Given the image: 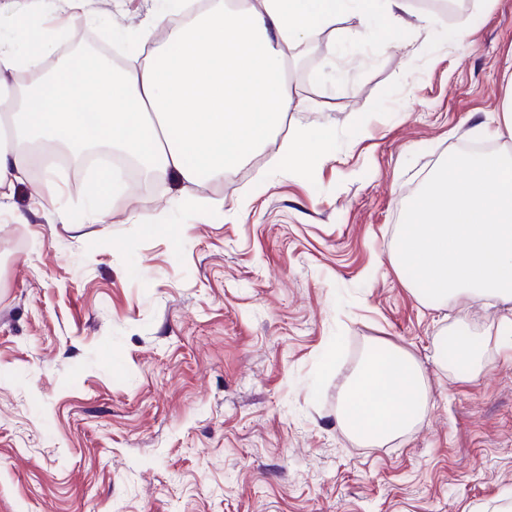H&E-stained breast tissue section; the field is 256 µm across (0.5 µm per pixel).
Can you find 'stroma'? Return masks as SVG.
Returning a JSON list of instances; mask_svg holds the SVG:
<instances>
[{
	"mask_svg": "<svg viewBox=\"0 0 512 512\" xmlns=\"http://www.w3.org/2000/svg\"><path fill=\"white\" fill-rule=\"evenodd\" d=\"M403 22L355 12L325 32L335 66L294 50L310 109L223 182L170 177L91 224L86 166L62 164L61 223L38 177L0 206V512H501L512 505L511 313L489 298L434 308L390 257L409 201L449 154L482 142L512 86V0H465ZM157 0H88L91 25L136 51ZM428 25L418 28L417 15ZM324 130L321 162L274 165ZM220 197L199 218L184 198ZM146 213L155 226L134 223ZM479 352L442 364L443 338ZM420 363L417 426L366 447L338 421L365 352Z\"/></svg>",
	"mask_w": 512,
	"mask_h": 512,
	"instance_id": "1",
	"label": "stroma"
}]
</instances>
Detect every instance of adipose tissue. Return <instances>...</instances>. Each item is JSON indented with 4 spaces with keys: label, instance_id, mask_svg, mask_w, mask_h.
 Returning <instances> with one entry per match:
<instances>
[{
    "label": "adipose tissue",
    "instance_id": "ef3b65f1",
    "mask_svg": "<svg viewBox=\"0 0 512 512\" xmlns=\"http://www.w3.org/2000/svg\"><path fill=\"white\" fill-rule=\"evenodd\" d=\"M72 2L64 26L36 33L18 11L0 34V201L39 167L37 201L55 208L60 188L52 160L62 150L77 161L91 150L118 153L186 190L203 179L223 182L250 149L272 143L288 113L307 108L288 86L289 49L316 42L339 13L357 9L376 18L375 0H248L240 9L217 0L181 22L155 12L136 38L145 47L164 31L162 50L139 66L77 81L67 66L45 68L60 43L89 20L82 0ZM426 409L418 361L376 345L351 377L338 420L374 444L410 429Z\"/></svg>",
    "mask_w": 512,
    "mask_h": 512
}]
</instances>
